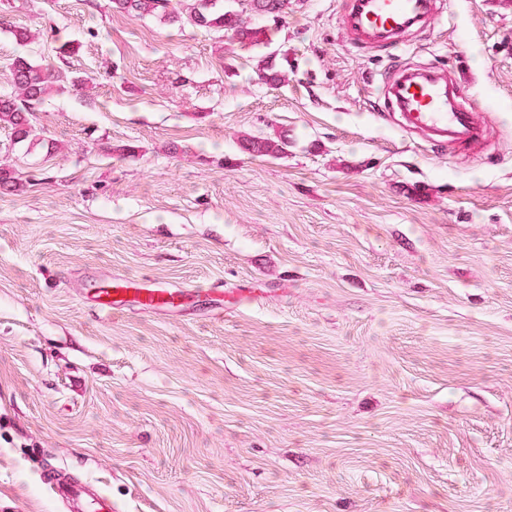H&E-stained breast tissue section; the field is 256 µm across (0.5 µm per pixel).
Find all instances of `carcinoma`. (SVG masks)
<instances>
[{"label": "carcinoma", "instance_id": "obj_1", "mask_svg": "<svg viewBox=\"0 0 512 512\" xmlns=\"http://www.w3.org/2000/svg\"><path fill=\"white\" fill-rule=\"evenodd\" d=\"M120 11L140 15H158L169 22L186 19L204 28L232 30L244 42L260 44L264 29L242 25L238 15L217 9L216 0H112ZM250 10L279 20L288 15V0H249ZM12 90L0 95V125L7 126L14 139L26 141L33 135L29 115L47 97L66 89L64 76L52 68L34 64L26 59L13 62ZM242 147L249 153L280 157L288 152V138L276 140L245 138Z\"/></svg>", "mask_w": 512, "mask_h": 512}]
</instances>
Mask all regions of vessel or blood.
<instances>
[{
	"label": "vessel or blood",
	"mask_w": 512,
	"mask_h": 512,
	"mask_svg": "<svg viewBox=\"0 0 512 512\" xmlns=\"http://www.w3.org/2000/svg\"><path fill=\"white\" fill-rule=\"evenodd\" d=\"M441 15L438 0H345L339 27L357 49H393L402 45L405 34L432 27ZM382 92L390 110L398 113L401 129L435 135L452 147H476L484 139V125L472 103L463 99L450 69L437 65L399 69L385 77ZM131 297L150 308L169 300L166 289L137 288L126 280L99 295L98 309L119 310ZM58 493L83 510H113L106 496L81 486L63 485Z\"/></svg>",
	"instance_id": "b4317fda"
}]
</instances>
